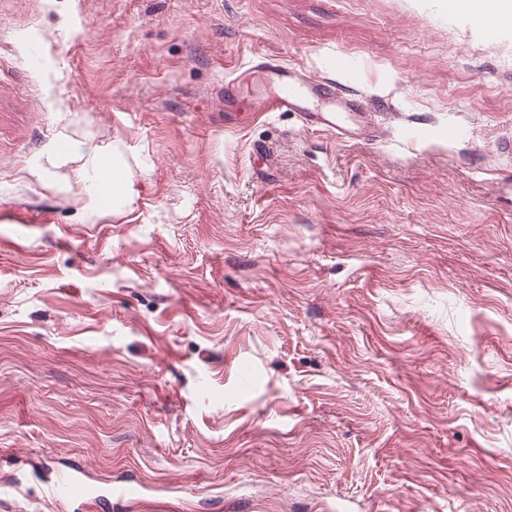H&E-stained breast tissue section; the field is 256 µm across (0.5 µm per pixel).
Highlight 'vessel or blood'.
<instances>
[{
    "label": "vessel or blood",
    "instance_id": "obj_1",
    "mask_svg": "<svg viewBox=\"0 0 512 512\" xmlns=\"http://www.w3.org/2000/svg\"><path fill=\"white\" fill-rule=\"evenodd\" d=\"M257 68L272 76V86L262 108L267 112H294L302 123L315 131H328L340 139H350L355 129L349 116L360 108L356 94L339 92L331 79H311L300 68L271 62L257 57ZM94 491L90 485L72 472L58 473L42 490L44 500L67 508L68 512H81Z\"/></svg>",
    "mask_w": 512,
    "mask_h": 512
}]
</instances>
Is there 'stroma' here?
I'll list each match as a JSON object with an SVG mask.
<instances>
[{"label": "stroma", "mask_w": 512, "mask_h": 512, "mask_svg": "<svg viewBox=\"0 0 512 512\" xmlns=\"http://www.w3.org/2000/svg\"><path fill=\"white\" fill-rule=\"evenodd\" d=\"M256 55L372 128L263 111ZM69 463L135 481L86 512H512V23L0 0V512Z\"/></svg>", "instance_id": "1"}]
</instances>
